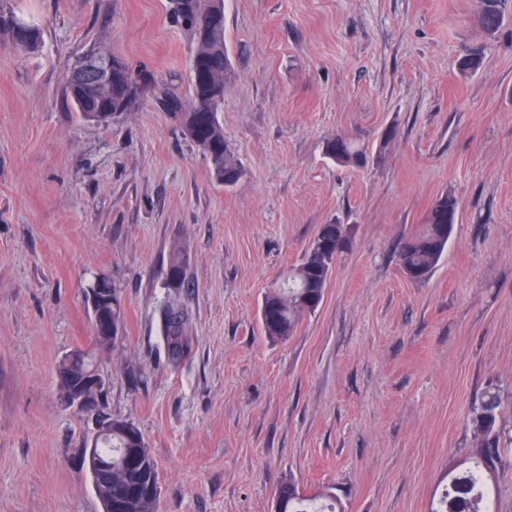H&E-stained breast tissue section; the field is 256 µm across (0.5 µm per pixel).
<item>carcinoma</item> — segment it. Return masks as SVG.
I'll return each mask as SVG.
<instances>
[{
  "mask_svg": "<svg viewBox=\"0 0 512 512\" xmlns=\"http://www.w3.org/2000/svg\"><path fill=\"white\" fill-rule=\"evenodd\" d=\"M508 0H490V8L484 13V23L491 30L498 26ZM8 0H0V34H8L24 53L39 47L40 30L17 20L7 7ZM172 12L177 22L194 37L195 49L191 61V99L185 101L167 85L158 86L157 99L163 108L175 115L186 135L207 157L214 179L224 185L235 184L242 170L224 139V127L218 111L224 104V87L211 82L209 75L224 76L229 67L224 40V9L217 8L216 0H171ZM126 73L112 79L109 99H104L94 85L87 80L76 83L66 80L70 99L79 114L99 124L109 125L123 112L131 111L137 103L138 90L146 85V79L135 74L130 67ZM326 153L337 162L358 167L368 162L364 146L346 134L330 140ZM459 203L457 198L445 193L432 203L421 227L405 241L398 251V261L404 274L413 281L429 278L441 259L449 237L443 228L457 222ZM344 225L322 224L303 252L300 263L288 271L284 279L269 288L262 298L261 326L264 335L273 340H286L293 335L299 323L316 312L323 301L325 289L337 259L343 250L336 249V229ZM184 277V265L180 252L172 253L169 260L168 278L179 283ZM107 289L106 302L92 310V347L85 350V359L69 365L60 364V386L68 395L75 384L96 361L97 354L108 348L117 338L124 322V309L105 277L95 280L93 287ZM103 319L113 323L112 339L99 338L98 325ZM164 336L172 354L183 350L184 337L189 328V318L184 310L170 305L163 314ZM498 409L497 397L492 395L480 406L473 408L474 436L481 448L476 466L489 470L499 453L496 437L492 436ZM99 425L112 427V442L97 445L102 455H112V486L100 481L91 471L94 491L101 502L112 498V512H156L160 496L156 461L139 428L132 422L109 417L100 418ZM455 496L445 500L444 512H480L477 502L469 496L466 485L454 486ZM283 512H301L299 506L306 503H322L328 512L336 507L328 496H304L295 483L288 481L279 486Z\"/></svg>",
  "mask_w": 512,
  "mask_h": 512,
  "instance_id": "cac0c4a2",
  "label": "carcinoma"
}]
</instances>
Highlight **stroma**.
<instances>
[{
	"label": "stroma",
	"instance_id": "35a3bbf8",
	"mask_svg": "<svg viewBox=\"0 0 512 512\" xmlns=\"http://www.w3.org/2000/svg\"><path fill=\"white\" fill-rule=\"evenodd\" d=\"M10 4L43 38L25 54L0 36V512H102L83 465L96 415L67 408L58 377L91 343L98 274L125 314L98 415L143 434L157 512H273L288 479L344 512H431L492 393L486 483L512 512V8L489 32L486 0H224L219 120L242 169L225 187L154 85L108 127L66 90L100 52L188 96L194 42L170 0ZM472 48L483 65L462 72ZM342 132L366 166L328 157ZM446 192L459 219L413 281L397 252ZM333 222L351 245L322 304L269 340L266 289ZM172 304L192 321L178 356ZM163 323L168 348L173 355H178L183 350L184 337L189 328V318L182 308L170 305L164 311Z\"/></svg>",
	"mask_w": 512,
	"mask_h": 512
}]
</instances>
